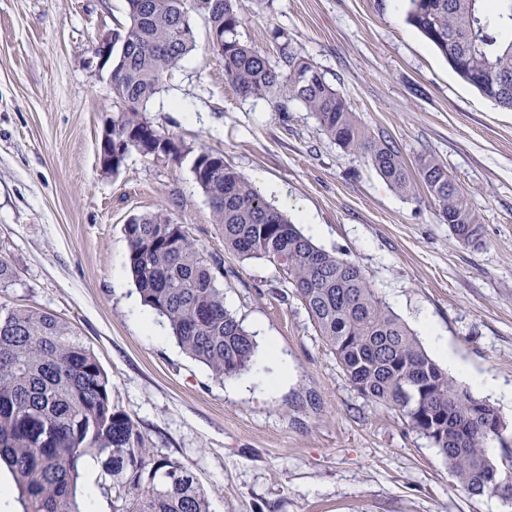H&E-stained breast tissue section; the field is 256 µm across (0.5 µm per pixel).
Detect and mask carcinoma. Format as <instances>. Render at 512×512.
I'll return each mask as SVG.
<instances>
[{
	"instance_id": "obj_1",
	"label": "carcinoma",
	"mask_w": 512,
	"mask_h": 512,
	"mask_svg": "<svg viewBox=\"0 0 512 512\" xmlns=\"http://www.w3.org/2000/svg\"><path fill=\"white\" fill-rule=\"evenodd\" d=\"M128 23L112 33V170L125 157L181 161L190 149L160 133L145 116L164 77L196 48L193 17L202 18L224 78L244 98L296 100L343 150L361 154L398 193L424 189L454 235L477 241V215L439 159L422 155L411 173L398 149L370 137L347 100L306 57L282 40L280 61L237 38L241 0H126ZM408 23L443 57L467 43L461 68L491 101L512 103V0H409ZM192 172L207 196L224 249L263 258L285 272L347 380L388 406L424 436L473 496L512 506V434L499 411L441 368L382 301L359 265L316 246L269 204L224 156L205 148ZM128 267L144 306L163 318L183 351L218 381L252 370L257 342L226 308L224 264L208 261L167 210L124 225ZM502 448L494 459L487 448ZM105 457V494L122 512H208L206 495L184 465L155 457L148 437L112 405V379L95 354L56 316L0 303V465L11 473L22 512H83L80 466ZM177 467L183 478L167 481Z\"/></svg>"
}]
</instances>
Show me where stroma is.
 <instances>
[{"label": "stroma", "instance_id": "1", "mask_svg": "<svg viewBox=\"0 0 512 512\" xmlns=\"http://www.w3.org/2000/svg\"><path fill=\"white\" fill-rule=\"evenodd\" d=\"M238 37L278 61L281 30L407 165L440 159L479 216L459 241L436 205L397 193L300 104L278 112L225 81L197 48L147 105L156 129L223 154L312 241L358 264L424 348L512 387V110L460 79L406 21L405 0H243ZM128 20L125 0H0V301L67 322L112 379V403L155 456L191 469L208 512H512L470 495L428 440L345 378L284 275L225 251L210 204L181 162L98 152L121 109L93 49ZM166 208L258 343L257 365L216 381L144 306L124 226ZM286 379H279L280 367Z\"/></svg>", "mask_w": 512, "mask_h": 512}]
</instances>
